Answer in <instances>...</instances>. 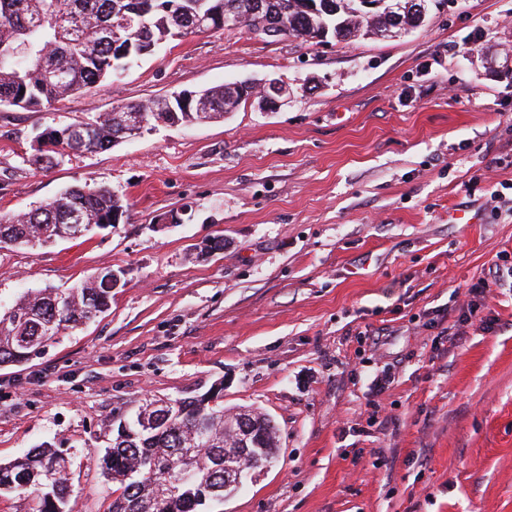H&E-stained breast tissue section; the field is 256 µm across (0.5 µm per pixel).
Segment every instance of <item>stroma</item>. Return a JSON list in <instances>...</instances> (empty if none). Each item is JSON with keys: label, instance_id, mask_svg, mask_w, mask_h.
Wrapping results in <instances>:
<instances>
[{"label": "stroma", "instance_id": "stroma-1", "mask_svg": "<svg viewBox=\"0 0 512 512\" xmlns=\"http://www.w3.org/2000/svg\"><path fill=\"white\" fill-rule=\"evenodd\" d=\"M265 77L293 99L31 162L45 128ZM496 181L512 184V0H444L421 28L351 43L209 31L51 108L0 106V214L84 183L129 205L84 237L0 249L4 308L106 267L124 280L108 311L0 366V463L63 449L71 512H107L120 421L220 383L279 438L223 512H512V291L439 350L425 326L456 329L466 282L512 256Z\"/></svg>", "mask_w": 512, "mask_h": 512}]
</instances>
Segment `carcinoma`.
<instances>
[{
    "mask_svg": "<svg viewBox=\"0 0 512 512\" xmlns=\"http://www.w3.org/2000/svg\"><path fill=\"white\" fill-rule=\"evenodd\" d=\"M239 2L240 25L264 35L278 24L283 37L304 41L325 30L336 41L385 37L395 30L392 14L380 10L372 17L359 13L357 0H340L336 10L323 0H0V106L38 109L87 92L104 79L119 77L158 45L210 29L224 28V12ZM244 103L242 93L225 83L206 89L191 102L173 96L121 104L82 123L70 142L54 139L56 128L43 131L54 148L36 150L33 163L49 165L74 153L108 150L119 140L125 116L138 112L150 125L192 124L202 117L219 119ZM91 224L124 221L127 205L106 186L75 185L41 207L0 214V248L34 246L73 238V218ZM112 303V269L71 288H45L22 295L0 311V365L31 358L20 336L45 347L61 332L75 329L105 313ZM168 410L142 405L138 416L158 422L152 432L130 427L117 433L102 457L104 473L119 494L108 512H216L224 494V466H252L251 454L274 459L278 448L275 427L255 410H224V387L197 397L174 399ZM247 418L261 434V447L235 446L233 431ZM26 492L32 512H69L68 460L56 448L41 446L7 464H0V494Z\"/></svg>",
    "mask_w": 512,
    "mask_h": 512,
    "instance_id": "1",
    "label": "carcinoma"
}]
</instances>
